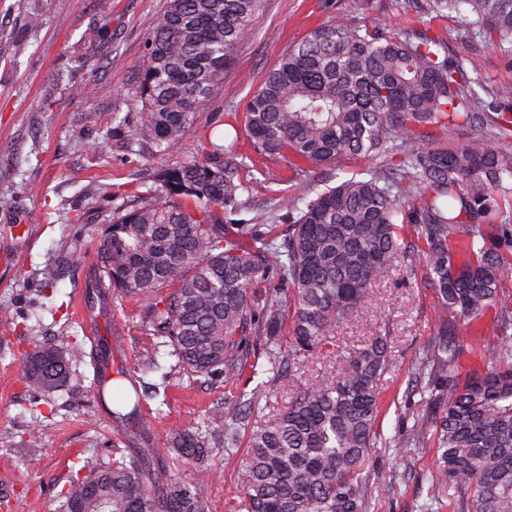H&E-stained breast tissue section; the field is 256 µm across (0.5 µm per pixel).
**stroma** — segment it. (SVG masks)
<instances>
[{"mask_svg": "<svg viewBox=\"0 0 512 512\" xmlns=\"http://www.w3.org/2000/svg\"><path fill=\"white\" fill-rule=\"evenodd\" d=\"M166 0H0V498L11 512H66L61 495L86 458L111 462L112 420L95 398L96 374L88 357L96 340L109 342L114 366L136 368L153 336L143 308L125 298L99 316V339L77 316L75 297L94 279L101 232L113 210L138 203L154 187L161 166L191 159L206 139L226 125L238 135V149L257 169H271L277 184L258 183L243 172L251 210H275L279 199L308 177L287 160L254 154L243 125L251 93L288 46L306 38L332 13L362 22L379 20L395 30L448 32V53L459 57L472 87L494 90L512 84V55L464 36L456 13L422 21L410 0H265L255 33L241 44L213 106L177 138L167 155H153L132 130L138 120L136 64ZM101 39L89 34L100 25ZM30 222L27 239L15 227ZM436 300L403 267L375 283L365 301L339 325L329 346L300 363L259 397L254 420L274 418L305 386L339 371L354 349L384 337L393 368L381 383L376 430L384 445L369 459L364 476L371 512H452L447 500L430 498L436 469L432 441L400 452V438L419 413L409 380L416 357L438 330ZM462 347L459 372H488L491 355L505 346L495 313L457 320ZM76 337L83 350L70 363L65 386L35 393L23 377L22 361L33 339ZM161 372L148 383H165L164 395L145 402L142 417L151 445L168 454L173 434L202 421L226 399L250 393L258 384L249 372L213 389L193 380L161 356ZM48 413L37 444L26 432ZM246 446L233 455L216 451L208 472L212 512H237L243 492L234 475Z\"/></svg>", "mask_w": 512, "mask_h": 512, "instance_id": "1", "label": "stroma"}]
</instances>
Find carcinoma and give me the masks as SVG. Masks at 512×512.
Returning <instances> with one entry per match:
<instances>
[{
    "label": "carcinoma",
    "mask_w": 512,
    "mask_h": 512,
    "mask_svg": "<svg viewBox=\"0 0 512 512\" xmlns=\"http://www.w3.org/2000/svg\"><path fill=\"white\" fill-rule=\"evenodd\" d=\"M263 0H167L137 65L141 108L133 135L163 155L214 104L237 46L254 34ZM432 19L452 10L489 45H512V0H421ZM448 32H388L335 15L288 48L253 92L244 125L254 151L308 166L311 177L283 206L287 233L273 235L268 212L240 222L252 159L238 143L201 147L165 166L139 203L112 212L88 303L143 302L154 348L138 363L145 377L159 353L214 386L237 376L263 349L268 381L291 374L329 344L372 284L402 260L416 274L409 224L424 242L421 281L437 299L439 331L417 361V415L398 448L433 440L432 497L453 512H512V348L484 375L459 379L460 345L448 317L477 320L493 309L512 339V297L500 293L502 248H512V86L496 89L494 113L468 90ZM465 139L448 145V130ZM385 160L334 186L341 159ZM465 247L452 245L457 234ZM291 321L287 348L280 336ZM97 398L116 440L129 444L112 465L85 461L71 481L67 512H211L204 473L212 452L232 454L250 427L248 459L237 471L242 512H369L363 471L382 446L375 424L379 383L392 369L379 336L355 349L337 375L299 392L276 418L252 423V400L226 401L179 431L172 451L196 466L179 481L150 448L141 418L157 385L136 380L112 352L92 354ZM66 349L44 341L25 355L36 392L65 385Z\"/></svg>",
    "instance_id": "cac0c4a2"
}]
</instances>
